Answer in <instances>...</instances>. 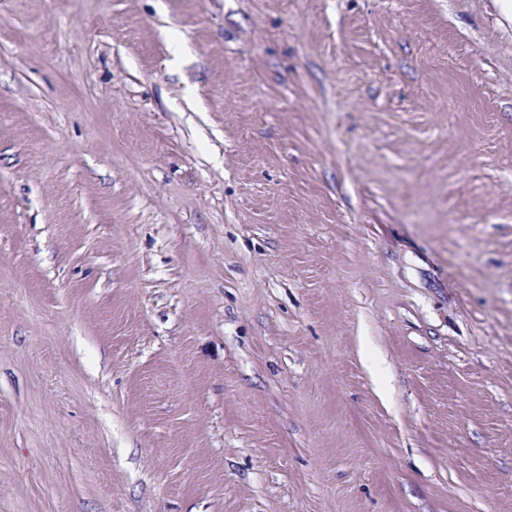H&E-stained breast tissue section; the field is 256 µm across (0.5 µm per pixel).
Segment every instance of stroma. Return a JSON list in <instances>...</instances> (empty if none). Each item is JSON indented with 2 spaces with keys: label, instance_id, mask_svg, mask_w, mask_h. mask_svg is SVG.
<instances>
[{
  "label": "stroma",
  "instance_id": "1",
  "mask_svg": "<svg viewBox=\"0 0 512 512\" xmlns=\"http://www.w3.org/2000/svg\"><path fill=\"white\" fill-rule=\"evenodd\" d=\"M0 512H512L494 0H0Z\"/></svg>",
  "mask_w": 512,
  "mask_h": 512
}]
</instances>
